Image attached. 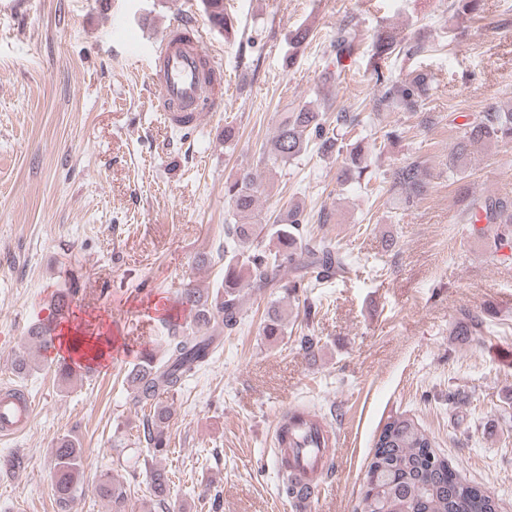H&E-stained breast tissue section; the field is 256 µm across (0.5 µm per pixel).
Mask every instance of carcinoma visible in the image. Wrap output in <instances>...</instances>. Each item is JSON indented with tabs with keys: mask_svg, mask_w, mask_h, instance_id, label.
<instances>
[{
	"mask_svg": "<svg viewBox=\"0 0 512 512\" xmlns=\"http://www.w3.org/2000/svg\"><path fill=\"white\" fill-rule=\"evenodd\" d=\"M214 26L224 30L231 20L224 14V0H203ZM484 0H452L453 17L475 16L483 12ZM336 59L354 50L346 29L336 32ZM426 49L420 37L402 39L393 30L378 32L372 46V57L379 60L393 53L414 57ZM377 94L374 112H420L423 110L432 79L425 73L412 72L404 77L386 75L373 68ZM361 122L358 112H338L332 118L318 104L285 110L278 116L269 146L258 163L287 164L311 150L323 156L344 157L339 175L340 185L360 182L368 168L366 159L370 143L364 139L346 138ZM512 142V107L492 108L460 127L459 137L448 153V170L463 172L475 148ZM391 189L399 203L409 206L428 191L430 173L420 162L396 168L390 177ZM260 194L259 175L242 168L231 181L224 183V199L230 219L224 224V277L214 288H197L187 283L180 291L183 303L189 305L192 318L183 326L167 328L162 355L147 352L127 372L125 382L132 401L149 407L143 421V438L155 452L167 447L166 428L173 408L163 396L182 388L187 379L205 367L215 346L214 332L232 331L240 324V313L246 294L251 289L260 293L266 288H282L287 294L314 288L339 273L351 270L348 255L332 243L313 237L305 230L304 210L288 208L272 224L253 222ZM461 223L474 225L478 237L498 251L512 244V198L508 196H466ZM275 245L270 248L263 240ZM294 276L284 280L285 270ZM483 318L470 310L461 312L456 332L459 336H478ZM54 331L50 326H34L27 338L28 349L14 359L15 371L26 375L36 363L32 349L41 348ZM286 320L279 303L268 307L262 327L263 335L287 334ZM393 430L394 442H376L367 464L358 508L360 512H498L495 498L463 479L446 458L436 452V441L415 421L404 415L391 416L381 433ZM57 501L66 509L77 489L82 468L83 450L73 440H62L54 448ZM153 502L149 510L163 509L167 504L168 480L161 469H150ZM103 499L112 503L113 512H123L124 486L107 480L100 487Z\"/></svg>",
	"mask_w": 512,
	"mask_h": 512,
	"instance_id": "1",
	"label": "carcinoma"
}]
</instances>
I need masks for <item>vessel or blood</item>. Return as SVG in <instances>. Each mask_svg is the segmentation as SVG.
Wrapping results in <instances>:
<instances>
[{
    "label": "vessel or blood",
    "mask_w": 512,
    "mask_h": 512,
    "mask_svg": "<svg viewBox=\"0 0 512 512\" xmlns=\"http://www.w3.org/2000/svg\"><path fill=\"white\" fill-rule=\"evenodd\" d=\"M192 26L187 17H177L152 51L154 108L181 129L198 127L218 107V100L210 93V79L223 72L214 54L205 49L203 37H189ZM33 413L34 405L26 396L1 392L0 435L25 430ZM278 419L289 422L290 431L276 439L277 458L291 460V475L296 481L322 484L324 462L339 445L335 430L323 418L297 405L281 410Z\"/></svg>",
    "instance_id": "obj_1"
}]
</instances>
